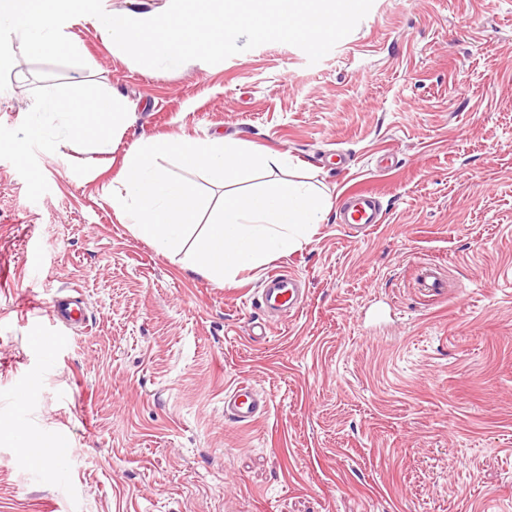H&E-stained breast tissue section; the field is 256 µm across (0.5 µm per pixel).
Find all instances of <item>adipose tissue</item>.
<instances>
[{
    "label": "adipose tissue",
    "mask_w": 512,
    "mask_h": 512,
    "mask_svg": "<svg viewBox=\"0 0 512 512\" xmlns=\"http://www.w3.org/2000/svg\"><path fill=\"white\" fill-rule=\"evenodd\" d=\"M32 112V124L37 128L43 118H58L59 124L50 137L58 150L76 138H88L98 148H106L122 128L119 97L107 98L79 89L46 88L36 97Z\"/></svg>",
    "instance_id": "adipose-tissue-1"
}]
</instances>
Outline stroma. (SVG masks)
Here are the masks:
<instances>
[{"label": "stroma", "instance_id": "stroma-1", "mask_svg": "<svg viewBox=\"0 0 512 512\" xmlns=\"http://www.w3.org/2000/svg\"><path fill=\"white\" fill-rule=\"evenodd\" d=\"M67 32L84 66L15 37L0 92V512H512V0H373L313 65L267 43L147 71L81 18ZM73 83L129 112L109 151L34 131L39 92ZM217 135L288 154L331 204L227 283L112 205L134 142ZM359 190L384 222L356 235L337 209ZM424 262L447 296L419 291ZM276 270L307 301L251 338ZM62 290L85 326H51ZM242 382L269 402L248 425L224 417ZM16 425L66 439L67 463L19 456Z\"/></svg>", "mask_w": 512, "mask_h": 512}]
</instances>
